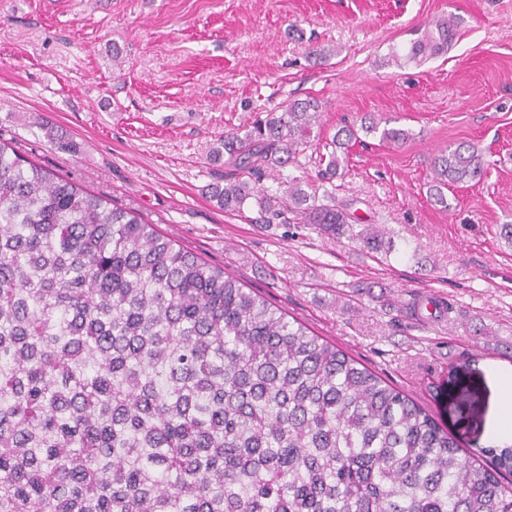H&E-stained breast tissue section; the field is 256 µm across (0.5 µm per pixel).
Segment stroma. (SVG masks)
<instances>
[{"mask_svg":"<svg viewBox=\"0 0 512 512\" xmlns=\"http://www.w3.org/2000/svg\"><path fill=\"white\" fill-rule=\"evenodd\" d=\"M456 16L447 51L406 60ZM317 99L290 176L342 126L409 130L345 151L335 197L391 249L218 207L225 131ZM0 138L154 223L426 407L460 447L493 438L512 374V0H0ZM481 180L429 194L449 146Z\"/></svg>","mask_w":512,"mask_h":512,"instance_id":"1","label":"stroma"}]
</instances>
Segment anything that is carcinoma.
Listing matches in <instances>:
<instances>
[{"mask_svg": "<svg viewBox=\"0 0 512 512\" xmlns=\"http://www.w3.org/2000/svg\"><path fill=\"white\" fill-rule=\"evenodd\" d=\"M454 17L411 43L448 49ZM322 105L293 101L224 134L229 183L214 197L260 221L382 235L324 187L336 148L402 128L336 132L322 183L295 163ZM433 190L482 178L459 145ZM429 411L137 213L0 140V512H512V448L460 455Z\"/></svg>", "mask_w": 512, "mask_h": 512, "instance_id": "carcinoma-1", "label": "carcinoma"}]
</instances>
